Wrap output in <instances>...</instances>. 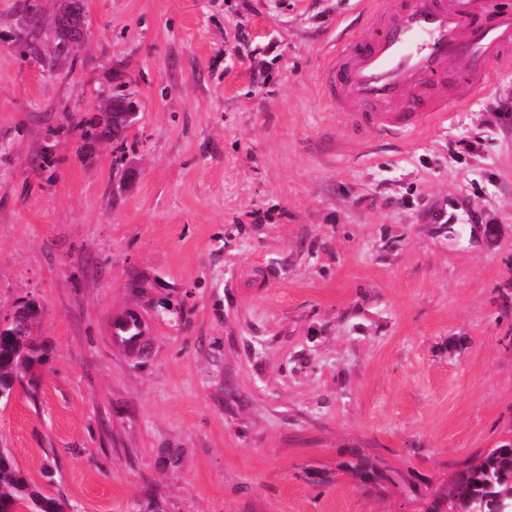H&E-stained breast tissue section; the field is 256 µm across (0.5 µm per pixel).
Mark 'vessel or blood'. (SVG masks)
Segmentation results:
<instances>
[{"label":"vessel or blood","instance_id":"obj_1","mask_svg":"<svg viewBox=\"0 0 512 512\" xmlns=\"http://www.w3.org/2000/svg\"><path fill=\"white\" fill-rule=\"evenodd\" d=\"M367 32L333 55L325 94L339 112L389 135L415 131L489 88L494 68L512 63V10L491 0H360ZM138 309L110 317L108 338L128 354L149 345Z\"/></svg>","mask_w":512,"mask_h":512}]
</instances>
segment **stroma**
Returning a JSON list of instances; mask_svg holds the SVG:
<instances>
[{"label":"stroma","mask_w":512,"mask_h":512,"mask_svg":"<svg viewBox=\"0 0 512 512\" xmlns=\"http://www.w3.org/2000/svg\"><path fill=\"white\" fill-rule=\"evenodd\" d=\"M20 3L0 0V311L39 304L44 358L0 448L33 489L65 512H421L512 442V66L385 138L322 93L358 0H83L51 68ZM132 307L139 358L105 339ZM355 451L380 486L342 469ZM22 20L25 15L30 19L31 24L26 28H20L18 40L23 43L27 52H30L34 56L41 55L42 42H41V25L39 24L37 15L38 10L35 4L31 3V0H26L21 5ZM102 101L105 103V111L112 115L109 133L112 132L113 138L118 137L121 141H124L125 131L134 124L136 119V101L126 94H112L106 96ZM132 113L135 114V117H132ZM130 116L132 118H129Z\"/></svg>","instance_id":"stroma-1"}]
</instances>
